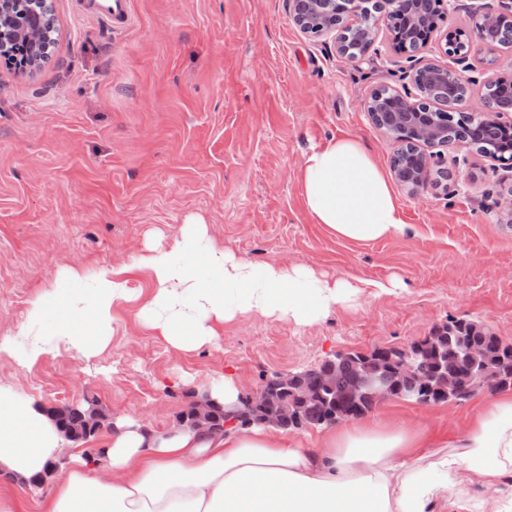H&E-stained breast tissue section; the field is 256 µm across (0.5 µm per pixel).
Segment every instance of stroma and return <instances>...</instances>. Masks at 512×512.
<instances>
[{"label":"stroma","mask_w":512,"mask_h":512,"mask_svg":"<svg viewBox=\"0 0 512 512\" xmlns=\"http://www.w3.org/2000/svg\"><path fill=\"white\" fill-rule=\"evenodd\" d=\"M56 43L40 67L0 56V388L50 409L96 402L107 417L175 425L197 386L233 375L240 392L276 370L301 371L339 351L405 348L452 320L481 323L512 344V169L469 144L435 148L422 188L393 183L401 233L353 243L309 214L300 182L308 154L358 140L383 171L399 144L364 104L409 85V62L380 30L377 54L341 57L303 32L288 0H130L115 28L53 0ZM478 84L462 111L485 109L483 84L512 74V52L470 46ZM245 259L306 263L362 289V305L311 326L244 318L216 345L172 348L138 318L152 291L131 268L147 243L183 225ZM124 269L130 300L112 309L106 348L21 353L32 300L65 267ZM399 278L401 288L381 292ZM491 396L433 406L397 399L374 411L462 435Z\"/></svg>","instance_id":"stroma-1"}]
</instances>
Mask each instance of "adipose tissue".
<instances>
[{"label": "adipose tissue", "mask_w": 512, "mask_h": 512, "mask_svg": "<svg viewBox=\"0 0 512 512\" xmlns=\"http://www.w3.org/2000/svg\"><path fill=\"white\" fill-rule=\"evenodd\" d=\"M301 182L314 221L341 239L375 242L403 229L386 176L355 139L311 152ZM132 265L152 284L140 320L185 352L214 345L228 322L258 315L309 326L360 299L357 285L311 265L237 257L200 223L184 225L171 247H147ZM93 279L83 289L84 275L66 269L31 303L26 330L34 341L25 359L60 345L82 355L107 346L111 309L130 290L113 268ZM66 443L41 409L0 389V472L28 482ZM511 477V390L446 442L379 418L314 438L264 425L151 430L117 416L109 448L94 460L71 455L42 512H512V495L502 492ZM476 484L483 494L473 493Z\"/></svg>", "instance_id": "1"}]
</instances>
